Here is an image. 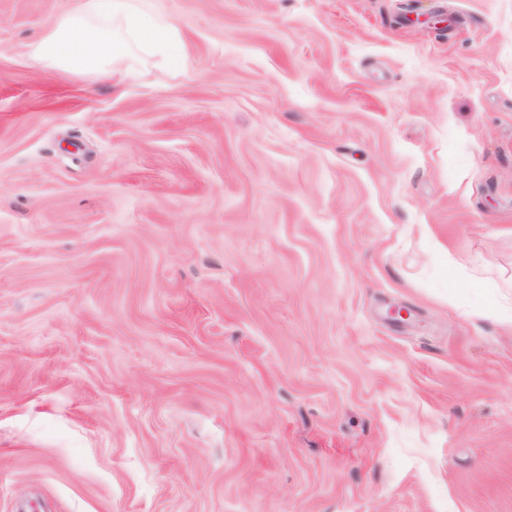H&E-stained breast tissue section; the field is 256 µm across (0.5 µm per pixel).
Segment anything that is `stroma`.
Listing matches in <instances>:
<instances>
[{
	"label": "stroma",
	"mask_w": 512,
	"mask_h": 512,
	"mask_svg": "<svg viewBox=\"0 0 512 512\" xmlns=\"http://www.w3.org/2000/svg\"><path fill=\"white\" fill-rule=\"evenodd\" d=\"M77 4L0 0V512H512V0H155L124 83ZM78 8L60 15L29 49V57L46 69L94 73L104 78H135L127 68L136 48L165 60L177 58L181 38L175 25L158 17L154 0H79Z\"/></svg>",
	"instance_id": "stroma-1"
}]
</instances>
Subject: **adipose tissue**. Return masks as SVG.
Masks as SVG:
<instances>
[{"label": "adipose tissue", "mask_w": 512, "mask_h": 512, "mask_svg": "<svg viewBox=\"0 0 512 512\" xmlns=\"http://www.w3.org/2000/svg\"><path fill=\"white\" fill-rule=\"evenodd\" d=\"M153 0H80L77 9L54 19L29 49L45 68L132 78L128 53L138 49L175 59L181 38L175 25L158 17Z\"/></svg>", "instance_id": "obj_1"}]
</instances>
